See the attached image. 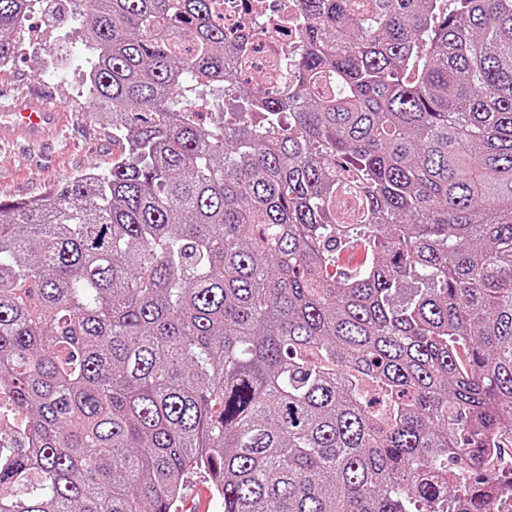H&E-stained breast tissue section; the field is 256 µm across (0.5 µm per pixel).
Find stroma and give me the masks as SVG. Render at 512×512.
Returning <instances> with one entry per match:
<instances>
[{"label":"stroma","instance_id":"1","mask_svg":"<svg viewBox=\"0 0 512 512\" xmlns=\"http://www.w3.org/2000/svg\"><path fill=\"white\" fill-rule=\"evenodd\" d=\"M69 0H49L28 17V37L11 67L0 70V105L8 103L16 86L49 88L59 111L72 124L66 141L55 149L0 153V200H27L44 194L63 179L90 170L103 171L112 164V135L94 113L87 93L81 92L77 70L59 79L48 65H66L68 47L60 36L71 22Z\"/></svg>","mask_w":512,"mask_h":512}]
</instances>
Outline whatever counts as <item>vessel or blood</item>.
<instances>
[{
	"label": "vessel or blood",
	"mask_w": 512,
	"mask_h": 512,
	"mask_svg": "<svg viewBox=\"0 0 512 512\" xmlns=\"http://www.w3.org/2000/svg\"><path fill=\"white\" fill-rule=\"evenodd\" d=\"M29 91L17 88L13 103L0 113V146H43L54 142L70 124L68 114L57 111L52 99H45L41 111L27 107Z\"/></svg>",
	"instance_id": "b4317fda"
}]
</instances>
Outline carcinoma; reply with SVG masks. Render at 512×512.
Listing matches in <instances>:
<instances>
[{
  "mask_svg": "<svg viewBox=\"0 0 512 512\" xmlns=\"http://www.w3.org/2000/svg\"><path fill=\"white\" fill-rule=\"evenodd\" d=\"M38 0H0V61ZM91 0L105 173L0 201V512H433L512 435V0ZM367 259L336 275V251ZM221 3V17L224 18V29L228 32H240L248 27L261 26L260 21L254 17L256 0H215ZM295 40V29L289 22L288 26L273 28L270 33L252 44V47L258 50L252 53L250 63L245 69L246 73L253 71L255 74L264 75L269 59L291 51Z\"/></svg>",
  "mask_w": 512,
  "mask_h": 512,
  "instance_id": "1",
  "label": "carcinoma"
}]
</instances>
